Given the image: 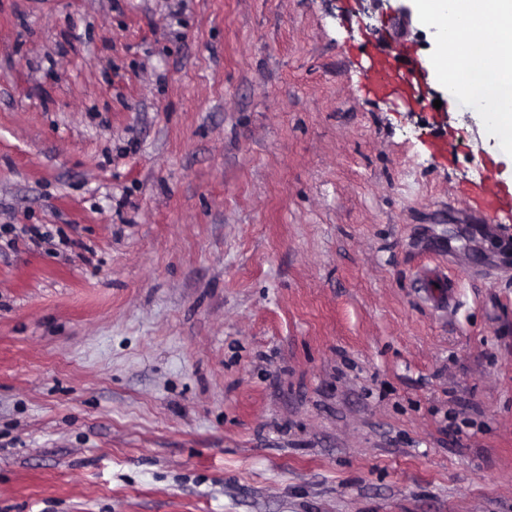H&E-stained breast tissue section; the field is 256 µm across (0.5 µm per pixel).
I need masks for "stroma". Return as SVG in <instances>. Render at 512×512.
<instances>
[{"label": "stroma", "instance_id": "1", "mask_svg": "<svg viewBox=\"0 0 512 512\" xmlns=\"http://www.w3.org/2000/svg\"><path fill=\"white\" fill-rule=\"evenodd\" d=\"M401 6L0 0V512H512L507 166L368 85ZM475 193L483 203L484 210L480 213L485 222L493 221L501 207H512V194L501 189L493 176H487V179L477 186Z\"/></svg>", "mask_w": 512, "mask_h": 512}]
</instances>
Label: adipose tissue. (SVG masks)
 <instances>
[{
  "instance_id": "ef3b65f1",
  "label": "adipose tissue",
  "mask_w": 512,
  "mask_h": 512,
  "mask_svg": "<svg viewBox=\"0 0 512 512\" xmlns=\"http://www.w3.org/2000/svg\"><path fill=\"white\" fill-rule=\"evenodd\" d=\"M417 11L433 19L447 41L463 42L460 26L470 23L485 32V66L471 67L467 55L440 54L429 63L433 77L448 86L456 98L473 91H492L489 131L502 143L500 159L512 156V59L499 56L500 46L512 43V0H417Z\"/></svg>"
}]
</instances>
